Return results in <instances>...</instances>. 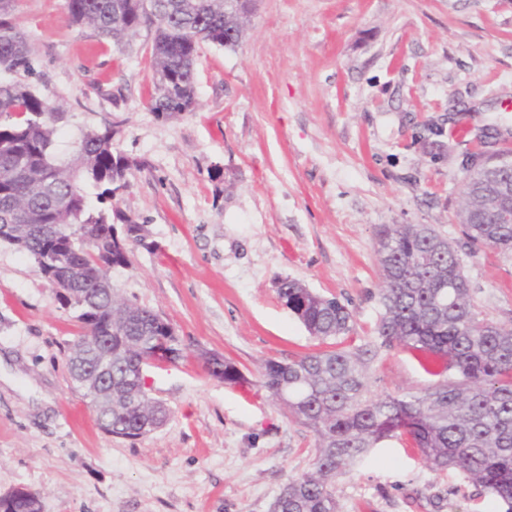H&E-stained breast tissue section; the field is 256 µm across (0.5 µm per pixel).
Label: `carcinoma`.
Returning <instances> with one entry per match:
<instances>
[{
	"label": "carcinoma",
	"instance_id": "1",
	"mask_svg": "<svg viewBox=\"0 0 512 512\" xmlns=\"http://www.w3.org/2000/svg\"><path fill=\"white\" fill-rule=\"evenodd\" d=\"M66 0L69 20L88 24L119 44L142 21H156L153 52L159 78L152 111L160 117L190 112L195 104L194 65L199 39L224 45V0ZM14 0L0 7V226L75 224L71 239L30 236L28 254L55 261L46 279L70 292L84 334L69 348L67 365L81 384L90 361L87 336H112L110 433L137 438L168 419L164 404L149 396L146 368L187 358L176 336L155 323L152 310L120 297L109 269L112 225L130 218L118 207L94 208L87 189L104 204L128 184L136 163L112 150L116 131L90 130L72 158L54 154L63 111L28 82L35 74L28 37L13 14ZM503 147L474 154L467 166L463 201L455 213L467 242L512 253V224L498 222L496 181L487 159L508 155ZM383 280V314L376 331L382 344L420 354L441 376L451 369L460 382L444 380L420 395L364 397L366 374L358 349L317 350L288 362L265 361L261 387L281 402L317 439L312 470L283 485L270 512H338L331 483L362 462L388 438L408 439L439 471L460 470L512 512V326L480 317L457 247L429 224H382L377 230ZM277 295L321 344L355 331L353 316L335 298L283 278ZM214 378L229 385L247 379L237 366L197 354Z\"/></svg>",
	"mask_w": 512,
	"mask_h": 512
}]
</instances>
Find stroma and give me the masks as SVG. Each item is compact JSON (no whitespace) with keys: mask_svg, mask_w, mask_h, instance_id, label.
Segmentation results:
<instances>
[{"mask_svg":"<svg viewBox=\"0 0 512 512\" xmlns=\"http://www.w3.org/2000/svg\"><path fill=\"white\" fill-rule=\"evenodd\" d=\"M32 82L64 116L56 155L115 126L140 162L120 208L156 250L112 283L167 319L187 352L225 357L252 388L200 364L150 369L167 422L113 435L69 374L73 308L33 259L0 243V495L42 512H269L312 468L315 435L258 385L265 360L320 344L279 300L288 277L352 312L366 398L424 392L418 355L383 345L376 230L430 224L454 242L467 155L512 148V0H258L235 48L202 44L197 106L161 118L153 32L116 45L71 25L65 0H16ZM465 275L484 318L512 325V256L481 248ZM339 512H505L456 469L388 440L333 484ZM20 496H25V497L33 496L39 502V505L41 506L40 499L33 492H31L27 489H22V488L12 490L5 495H1L0 502L1 501L5 502V503L10 502L11 500H13L17 497H20ZM3 506H4V511H1V507H0V512H40L39 508L38 509L35 508L34 504L32 502L23 500V499H18L16 501L10 502L8 504H3Z\"/></svg>","mask_w":512,"mask_h":512,"instance_id":"35a3bbf8","label":"stroma"}]
</instances>
